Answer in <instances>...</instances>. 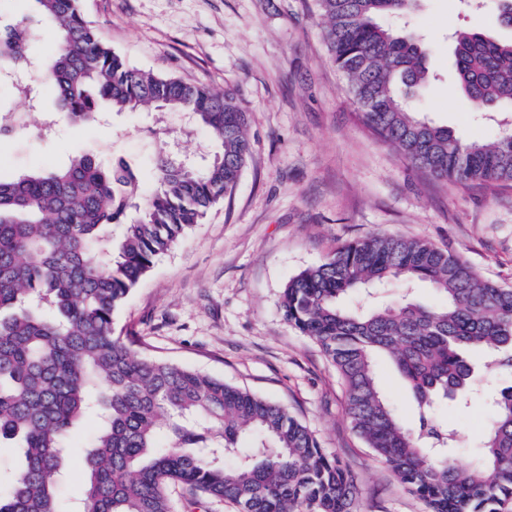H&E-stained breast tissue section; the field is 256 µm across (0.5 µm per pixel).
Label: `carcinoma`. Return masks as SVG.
<instances>
[{
  "instance_id": "obj_1",
  "label": "carcinoma",
  "mask_w": 512,
  "mask_h": 512,
  "mask_svg": "<svg viewBox=\"0 0 512 512\" xmlns=\"http://www.w3.org/2000/svg\"><path fill=\"white\" fill-rule=\"evenodd\" d=\"M35 2L59 33L39 84L55 111L75 124L103 111L189 113L220 150L196 169L159 157L147 193L130 166L104 167L85 148L62 166L0 175V446L20 451L16 473L0 478V512H70L58 488L68 444L88 421L82 512H172L176 482L237 512H356L352 476L285 406L144 358L114 333V312L156 259L234 193L251 154L235 91L131 66L104 43L81 0ZM417 2L316 0L361 121L436 180L511 186L512 127L468 141L412 105L429 79L428 52L415 31L383 18H408ZM39 37L27 19L0 26V54L23 68ZM453 41L475 110L512 106V39L462 29ZM392 280L423 282L439 301L402 294L349 304ZM282 308L335 367L357 435L428 512H508L512 384L491 395L482 443L463 467L452 459L457 430L435 421L434 407L444 399L467 409L482 363L512 374V288L428 241L375 233L291 278ZM379 360L413 394L416 427L380 389Z\"/></svg>"
}]
</instances>
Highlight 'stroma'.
<instances>
[{
  "mask_svg": "<svg viewBox=\"0 0 512 512\" xmlns=\"http://www.w3.org/2000/svg\"><path fill=\"white\" fill-rule=\"evenodd\" d=\"M83 7L130 64L233 87L253 144L233 197L157 259L115 313L116 335L142 356L285 405L352 473L357 512H426L354 432L335 368L284 318L283 291L336 248L376 232L431 242L512 287V187L432 179L376 140L328 52L315 0H83ZM411 25L432 48L433 78L414 98L422 116L466 139L493 138L457 88L448 42L458 29L499 33L493 0L472 11L462 0H423ZM52 109L43 100L23 129L0 138V171L65 164L80 143L102 163L135 166L148 190L163 151L192 154L212 144L181 114L147 109L112 112L95 125L61 116L46 138L39 124ZM377 374L390 403L414 422L416 404L395 368L381 361ZM506 380L486 372L467 415L436 407L437 420L458 432L457 465L468 464L482 438L485 391Z\"/></svg>",
  "mask_w": 512,
  "mask_h": 512,
  "instance_id": "stroma-1",
  "label": "stroma"
}]
</instances>
